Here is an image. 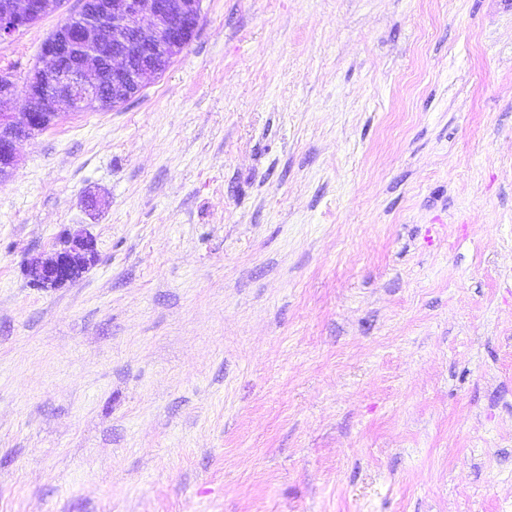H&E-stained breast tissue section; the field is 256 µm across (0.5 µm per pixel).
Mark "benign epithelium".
Here are the masks:
<instances>
[{"label":"benign epithelium","mask_w":512,"mask_h":512,"mask_svg":"<svg viewBox=\"0 0 512 512\" xmlns=\"http://www.w3.org/2000/svg\"><path fill=\"white\" fill-rule=\"evenodd\" d=\"M203 0H81L91 20L60 24L40 49L43 65L30 74L23 98L0 80V182L13 170L17 143L48 127L65 111L116 106L135 97L145 81L166 71L195 34ZM61 0H0V43L58 8ZM19 103L15 112L3 107ZM95 238L69 232L52 255L30 263L39 288H59L97 261Z\"/></svg>","instance_id":"benign-epithelium-1"}]
</instances>
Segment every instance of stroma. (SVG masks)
I'll return each mask as SVG.
<instances>
[{
  "mask_svg": "<svg viewBox=\"0 0 512 512\" xmlns=\"http://www.w3.org/2000/svg\"><path fill=\"white\" fill-rule=\"evenodd\" d=\"M17 155L0 512H512V0H204ZM95 238L86 230L68 232L62 247L30 263L28 275L39 288H59L79 278L97 261Z\"/></svg>",
  "mask_w": 512,
  "mask_h": 512,
  "instance_id": "obj_1",
  "label": "stroma"
}]
</instances>
